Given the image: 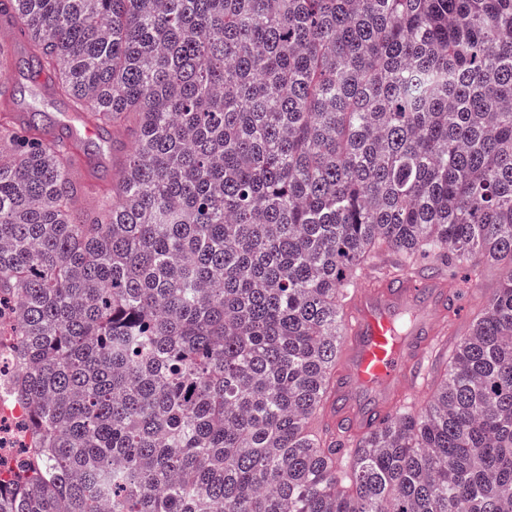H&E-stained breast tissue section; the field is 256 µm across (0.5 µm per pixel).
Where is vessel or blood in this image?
I'll return each instance as SVG.
<instances>
[{
    "mask_svg": "<svg viewBox=\"0 0 512 512\" xmlns=\"http://www.w3.org/2000/svg\"><path fill=\"white\" fill-rule=\"evenodd\" d=\"M13 2L0 0L11 58L25 45ZM450 313L443 283L418 275L348 293L336 345L334 396L345 426L362 434L374 430L407 389L426 381L435 360L433 340Z\"/></svg>",
    "mask_w": 512,
    "mask_h": 512,
    "instance_id": "vessel-or-blood-1",
    "label": "vessel or blood"
}]
</instances>
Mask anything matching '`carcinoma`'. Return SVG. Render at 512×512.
<instances>
[{"mask_svg":"<svg viewBox=\"0 0 512 512\" xmlns=\"http://www.w3.org/2000/svg\"><path fill=\"white\" fill-rule=\"evenodd\" d=\"M27 69L120 145L0 111V512H512V0H16ZM505 273L424 406L312 427L345 293ZM99 146L95 165L93 167L94 181L96 184L108 187L112 184V130L110 132L101 131L95 138ZM25 413L20 405L8 408L0 403V468H11L24 445Z\"/></svg>","mask_w":512,"mask_h":512,"instance_id":"carcinoma-1","label":"carcinoma"}]
</instances>
